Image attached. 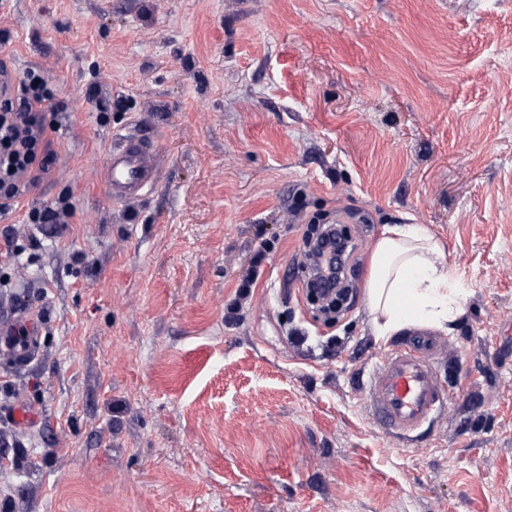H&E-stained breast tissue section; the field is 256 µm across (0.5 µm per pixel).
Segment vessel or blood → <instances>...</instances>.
Instances as JSON below:
<instances>
[{
    "instance_id": "obj_1",
    "label": "vessel or blood",
    "mask_w": 512,
    "mask_h": 512,
    "mask_svg": "<svg viewBox=\"0 0 512 512\" xmlns=\"http://www.w3.org/2000/svg\"><path fill=\"white\" fill-rule=\"evenodd\" d=\"M161 157L155 142L117 134L104 167L102 186L107 198L124 203L142 198L160 180ZM41 319L22 311L0 318V355L11 364L34 358ZM443 341L426 330L414 332L378 358L363 384L369 417L385 433L415 441L446 410L449 393L434 368Z\"/></svg>"
}]
</instances>
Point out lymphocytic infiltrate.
<instances>
[{
    "mask_svg": "<svg viewBox=\"0 0 512 512\" xmlns=\"http://www.w3.org/2000/svg\"><path fill=\"white\" fill-rule=\"evenodd\" d=\"M44 71H26L16 87L0 94V212L8 213L27 191L50 175L56 155L50 135L57 123L45 115L64 108L48 89ZM302 269L326 272L343 285L349 265L355 264L357 244L337 224H318L303 238Z\"/></svg>",
    "mask_w": 512,
    "mask_h": 512,
    "instance_id": "obj_1",
    "label": "lymphocytic infiltrate"
}]
</instances>
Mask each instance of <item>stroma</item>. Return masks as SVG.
Instances as JSON below:
<instances>
[{"mask_svg":"<svg viewBox=\"0 0 512 512\" xmlns=\"http://www.w3.org/2000/svg\"><path fill=\"white\" fill-rule=\"evenodd\" d=\"M0 59L65 104L51 175L0 218L25 258L0 315L43 318L33 363H0V412H42L0 415V512H512V0H8ZM119 132L161 151L127 204L101 185ZM65 195L71 223H26ZM339 213L361 250L330 323L300 249ZM387 224L465 289L411 446L362 386L393 344L364 288Z\"/></svg>","mask_w":512,"mask_h":512,"instance_id":"1","label":"stroma"}]
</instances>
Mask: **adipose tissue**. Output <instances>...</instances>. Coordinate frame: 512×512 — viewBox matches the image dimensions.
Returning <instances> with one entry per match:
<instances>
[{
    "label": "adipose tissue",
    "mask_w": 512,
    "mask_h": 512,
    "mask_svg": "<svg viewBox=\"0 0 512 512\" xmlns=\"http://www.w3.org/2000/svg\"><path fill=\"white\" fill-rule=\"evenodd\" d=\"M366 293L376 336L410 324L452 331L464 291L442 244L419 224H388L375 242Z\"/></svg>",
    "instance_id": "1"
}]
</instances>
